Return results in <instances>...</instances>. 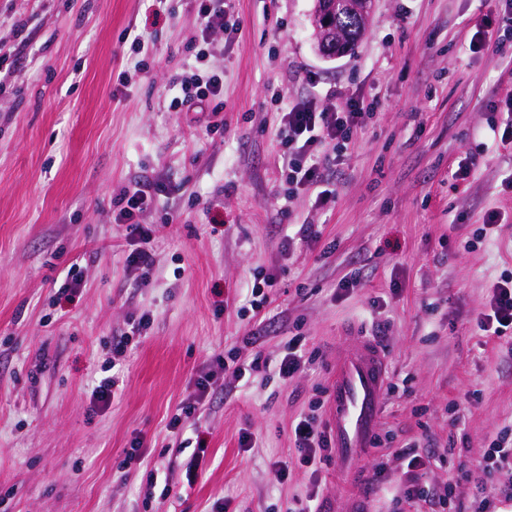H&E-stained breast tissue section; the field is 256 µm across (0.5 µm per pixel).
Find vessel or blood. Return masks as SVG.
Wrapping results in <instances>:
<instances>
[{"instance_id":"vessel-or-blood-1","label":"vessel or blood","mask_w":512,"mask_h":512,"mask_svg":"<svg viewBox=\"0 0 512 512\" xmlns=\"http://www.w3.org/2000/svg\"><path fill=\"white\" fill-rule=\"evenodd\" d=\"M387 385L385 356L370 339L353 336L336 359V375L329 389V427L336 463L354 484L364 479L356 460L377 434L382 395Z\"/></svg>"}]
</instances>
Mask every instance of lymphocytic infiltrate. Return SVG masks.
Wrapping results in <instances>:
<instances>
[{"label": "lymphocytic infiltrate", "instance_id": "f902f5d3", "mask_svg": "<svg viewBox=\"0 0 512 512\" xmlns=\"http://www.w3.org/2000/svg\"><path fill=\"white\" fill-rule=\"evenodd\" d=\"M198 35L210 43L214 33L236 31L238 23L227 10L226 0H198ZM177 94L171 100L174 109L193 107L214 100L224 91V76L220 73L198 74L194 66L175 75L172 82ZM279 114L280 171L288 185L289 194L311 191L317 208L328 209L336 204L338 191L330 173L331 165L321 163L326 147L334 149V164H342L347 145L355 129L361 126L370 112L357 101H349L345 110L331 111L320 105L316 97L288 99L274 94ZM156 189L147 185L136 190L121 189L120 209L116 223L125 227L131 250L126 257L127 269L135 286L146 285L156 266V254L151 246L153 228L145 224ZM476 327L486 341H499L512 335V274H501L490 286L487 301L477 314ZM296 460L303 465L322 467L329 462L330 440L321 415H300L288 434ZM406 489L403 499L407 506L428 503L447 508L450 499L471 494L475 512H497L503 502H512V482L500 483L499 475L512 474V437L500 434L492 450L482 460L461 461L456 475L446 489H438L425 479L431 464L430 456L408 453Z\"/></svg>", "mask_w": 512, "mask_h": 512}]
</instances>
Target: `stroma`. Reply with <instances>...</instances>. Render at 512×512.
Masks as SVG:
<instances>
[{
    "label": "stroma",
    "instance_id": "obj_1",
    "mask_svg": "<svg viewBox=\"0 0 512 512\" xmlns=\"http://www.w3.org/2000/svg\"><path fill=\"white\" fill-rule=\"evenodd\" d=\"M494 5L374 0L355 52L328 60L315 0H233L239 28L215 38L205 61L224 73L216 115L209 103L169 108L173 75L199 50L195 0H0V512H288L311 487L292 463L289 427L330 386L354 334L387 356L392 389L360 460L383 467L387 488L323 468L332 512L355 501L396 512L409 446L450 450L429 475L440 486L457 449L489 452L512 427V342L482 344L474 317L512 270V144L489 129L491 102L512 95V36L491 30L478 53L470 39ZM137 37L148 55L134 51ZM311 90L330 109L376 107L335 168L328 210L288 196L277 163L271 96ZM478 146L477 168L456 179L457 158ZM145 181L162 187L146 216L157 264L136 288L113 202ZM494 208L508 224L473 243ZM297 224L318 225L335 254L304 244L282 253ZM73 266L80 286L58 297ZM355 270L360 285L340 295ZM260 272L277 276L278 293L256 313L248 288ZM145 313L149 328L113 354ZM259 324L264 335L246 344ZM293 338L316 357L286 381L274 363ZM231 352L268 365L213 387L170 433L194 380ZM111 369L120 391L94 408ZM243 432L255 443L246 452ZM138 437L143 461L124 466ZM274 461L288 464L287 481L271 476ZM152 476L168 495L149 488Z\"/></svg>",
    "mask_w": 512,
    "mask_h": 512
}]
</instances>
